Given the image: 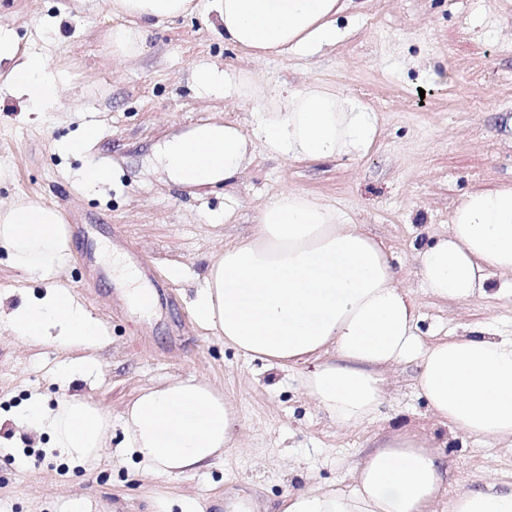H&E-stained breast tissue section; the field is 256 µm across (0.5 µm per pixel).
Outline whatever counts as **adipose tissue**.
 Returning <instances> with one entry per match:
<instances>
[{"instance_id": "1", "label": "adipose tissue", "mask_w": 512, "mask_h": 512, "mask_svg": "<svg viewBox=\"0 0 512 512\" xmlns=\"http://www.w3.org/2000/svg\"><path fill=\"white\" fill-rule=\"evenodd\" d=\"M193 0H112L130 26L113 28L112 50L135 55L155 25L186 15ZM226 43L265 59L303 57L336 44L339 0H208ZM0 64L14 96L51 105L62 80L48 60L19 52L14 33L0 28ZM375 117L354 99L313 84L281 97L262 113L253 136L231 123L208 121L172 135L154 152L174 185L202 189L238 176L251 160L253 139L292 160L334 158L367 150ZM0 250L12 265L49 281L46 294L16 307L10 327L28 341L54 337L79 349L60 377L89 370L103 334L68 288L55 279L71 242L57 208L32 201L0 207ZM428 293L469 302L512 291V185L471 193L447 234L417 253ZM503 281H496V274ZM196 320L224 343L268 366L315 362L303 386L337 425L373 417L386 390L384 371L417 361V388L449 434L512 442V336L487 327L424 342L419 313L398 282L383 244L335 206L285 190L261 211L254 236L214 255L192 302ZM21 425L47 430L70 460L94 462L112 420L77 398L46 408L32 398ZM124 446L158 477L211 465L231 450L240 421L229 399L193 378L143 391L127 409ZM440 454L420 430L392 434L354 471L352 491L309 487L289 492L282 512H433L444 489ZM448 512H512V489L487 485L457 494Z\"/></svg>"}]
</instances>
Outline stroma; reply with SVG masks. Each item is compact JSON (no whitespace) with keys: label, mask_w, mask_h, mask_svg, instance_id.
Listing matches in <instances>:
<instances>
[{"label":"stroma","mask_w":512,"mask_h":512,"mask_svg":"<svg viewBox=\"0 0 512 512\" xmlns=\"http://www.w3.org/2000/svg\"><path fill=\"white\" fill-rule=\"evenodd\" d=\"M205 2L152 28L139 53L124 58L105 38L119 23L110 0H0V25L14 31L19 50L43 53L64 75L45 112L12 96L0 78V203L36 201L60 210L66 223L90 225L99 263L121 254L156 296L143 312L115 278L87 290L81 252L73 250L58 282L101 321L105 336L93 351V370L61 380L55 371L72 351L50 338L19 340L7 321L47 284L0 251V512H68L75 496L94 512H180L185 498L206 501L210 512H233L241 501L252 512H279L291 490H353L356 465L407 424L442 444L440 512L448 497L488 482L511 487L512 443L448 438L415 388L416 363L387 373L389 395L371 421L341 429L303 390L307 365L270 368L225 346L197 322L192 301L209 257L252 236L262 208L292 189L327 201L383 242L412 290L424 339L478 324L512 336V296L435 300L416 262L468 193L512 185V0H341L344 35L336 45L310 57L264 60L225 43ZM204 63L253 75L249 91L227 97L198 90L193 73ZM311 83L374 113L379 134L366 152L298 161L258 139L243 175L196 191L155 171L152 150L166 136L215 118L252 134L270 91ZM88 123L98 124V140L63 151ZM92 162L108 167L106 183L79 181L78 171ZM112 307L119 313L111 317ZM189 377L236 404L242 435L222 462L159 478L123 448V413L140 390ZM35 396L50 409L75 397L110 414L98 461L74 464L53 450L48 432L20 427ZM19 458L26 468L16 467Z\"/></svg>","instance_id":"stroma-1"}]
</instances>
